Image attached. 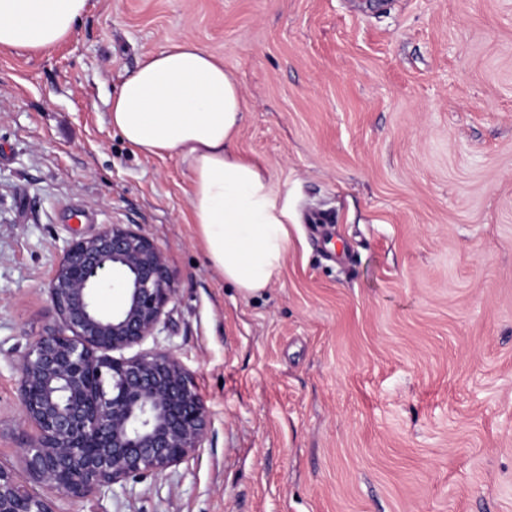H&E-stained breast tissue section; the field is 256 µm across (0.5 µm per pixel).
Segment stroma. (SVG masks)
Returning <instances> with one entry per match:
<instances>
[{
    "label": "stroma",
    "mask_w": 512,
    "mask_h": 512,
    "mask_svg": "<svg viewBox=\"0 0 512 512\" xmlns=\"http://www.w3.org/2000/svg\"><path fill=\"white\" fill-rule=\"evenodd\" d=\"M185 37L241 87L237 145L294 215L254 299L198 245L181 159L108 119ZM107 224L164 251L177 292L146 345L210 429L56 512H512V0H89L63 43L0 50V463L33 433L17 364L47 286Z\"/></svg>",
    "instance_id": "1"
}]
</instances>
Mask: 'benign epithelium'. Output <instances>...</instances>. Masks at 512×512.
Listing matches in <instances>:
<instances>
[{"label":"benign epithelium","instance_id":"benign-epithelium-1","mask_svg":"<svg viewBox=\"0 0 512 512\" xmlns=\"http://www.w3.org/2000/svg\"><path fill=\"white\" fill-rule=\"evenodd\" d=\"M112 277V312L96 292ZM55 325L21 356L17 397L37 434L22 472L0 464V512H56L45 485L73 499L156 476L203 447L209 415L170 349L122 352L158 335L176 288L164 252L130 224H108L67 247L48 285Z\"/></svg>","mask_w":512,"mask_h":512}]
</instances>
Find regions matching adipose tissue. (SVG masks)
<instances>
[{
    "label": "adipose tissue",
    "mask_w": 512,
    "mask_h": 512,
    "mask_svg": "<svg viewBox=\"0 0 512 512\" xmlns=\"http://www.w3.org/2000/svg\"><path fill=\"white\" fill-rule=\"evenodd\" d=\"M88 0H0V49L60 44ZM241 89L222 60L193 40L172 42L127 76L110 123L134 152L178 155L190 172V222L210 265L241 296H261L290 241L288 200L265 164L236 145Z\"/></svg>",
    "instance_id": "obj_1"
}]
</instances>
